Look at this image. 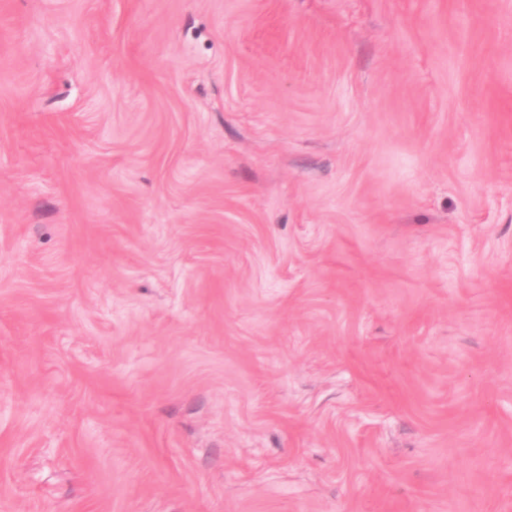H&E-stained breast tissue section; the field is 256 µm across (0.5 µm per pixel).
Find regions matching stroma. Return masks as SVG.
Returning a JSON list of instances; mask_svg holds the SVG:
<instances>
[{
    "label": "stroma",
    "mask_w": 512,
    "mask_h": 512,
    "mask_svg": "<svg viewBox=\"0 0 512 512\" xmlns=\"http://www.w3.org/2000/svg\"><path fill=\"white\" fill-rule=\"evenodd\" d=\"M0 512H512V0H0Z\"/></svg>",
    "instance_id": "1"
}]
</instances>
